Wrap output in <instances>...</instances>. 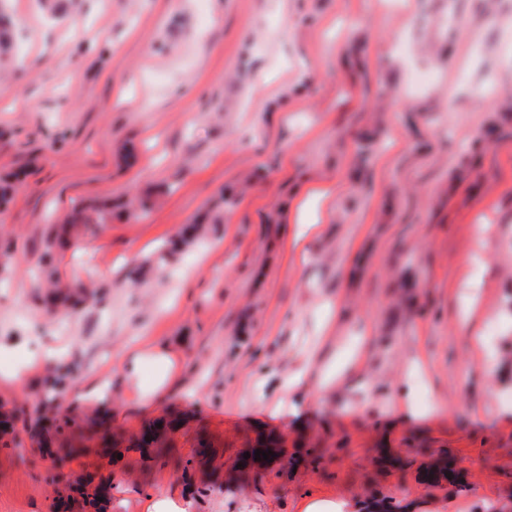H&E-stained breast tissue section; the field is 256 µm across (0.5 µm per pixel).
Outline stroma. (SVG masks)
Segmentation results:
<instances>
[{
	"label": "stroma",
	"instance_id": "1",
	"mask_svg": "<svg viewBox=\"0 0 512 512\" xmlns=\"http://www.w3.org/2000/svg\"><path fill=\"white\" fill-rule=\"evenodd\" d=\"M0 12L24 34L0 58V176L16 178L0 205V358L37 367L0 383L19 440L0 446V512H54L69 472L107 482L106 512L171 495L189 512H296L307 495L512 512V0H0ZM315 182L331 198H306ZM75 207L101 223L73 229L58 283L87 300L53 313L40 259ZM199 223L203 241L144 269ZM299 224L320 227L304 261ZM363 332L360 370L319 390L322 364ZM149 342L180 367L154 407L113 364ZM54 376L63 409L109 379L85 412H108L122 438L165 415L186 424L160 457L56 464L25 422ZM407 384L408 418L392 401ZM283 398L297 415L270 414ZM260 432L284 436L286 458L225 480ZM443 453L460 482L424 478Z\"/></svg>",
	"mask_w": 512,
	"mask_h": 512
}]
</instances>
